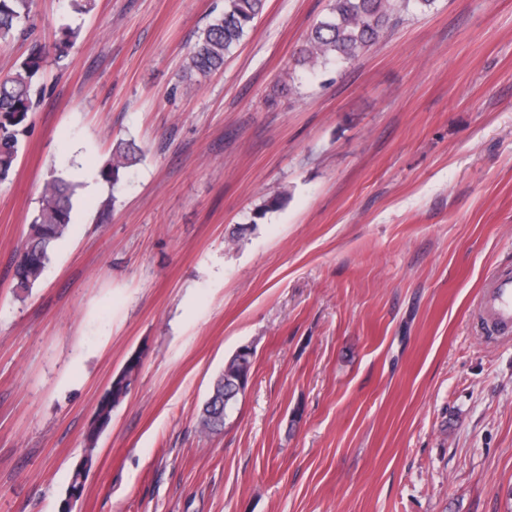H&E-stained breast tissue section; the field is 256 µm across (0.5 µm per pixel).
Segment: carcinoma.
Listing matches in <instances>:
<instances>
[{
	"mask_svg": "<svg viewBox=\"0 0 512 512\" xmlns=\"http://www.w3.org/2000/svg\"><path fill=\"white\" fill-rule=\"evenodd\" d=\"M414 4L417 8L431 5L432 0H332L328 14L315 25L297 52L296 64L315 67L331 60L347 62L357 59L376 45L395 13V2ZM31 0H0V46L8 45L17 34H24L29 19ZM265 0H224V12L199 35L185 57L187 75L205 77L224 67V61L247 35L254 19L264 10ZM78 37V29L60 28L54 44L56 58H61ZM45 46L32 47L20 70L0 78V181L14 171L22 137L28 132L32 108V84L42 63L52 53ZM138 148L119 141L107 162L100 169L101 179L117 184L126 171L139 161ZM73 184L62 176L48 180L41 191L38 209L29 224L28 233L12 260L13 289L16 296L29 293L43 278L58 244L66 236L73 211ZM287 193L282 191L268 198L254 212L262 219L281 206ZM140 358L127 362L101 395L95 416L85 435L86 448L74 465L69 486L81 493L85 476L95 463L98 427L111 421L113 410L129 396L130 385L137 381ZM236 408L238 397L224 385L219 374L199 413L202 431L219 433L224 429V415H215L219 404Z\"/></svg>",
	"mask_w": 512,
	"mask_h": 512,
	"instance_id": "cac0c4a2",
	"label": "carcinoma"
}]
</instances>
